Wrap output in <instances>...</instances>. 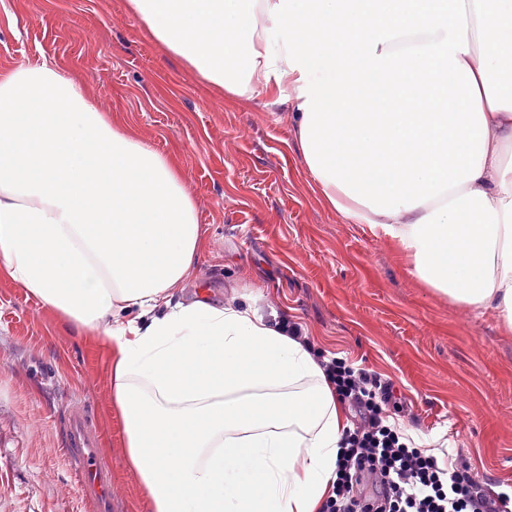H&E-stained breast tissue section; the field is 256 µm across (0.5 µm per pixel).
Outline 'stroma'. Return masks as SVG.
Segmentation results:
<instances>
[{"label": "stroma", "mask_w": 512, "mask_h": 512, "mask_svg": "<svg viewBox=\"0 0 512 512\" xmlns=\"http://www.w3.org/2000/svg\"><path fill=\"white\" fill-rule=\"evenodd\" d=\"M45 57L182 172L205 233L184 298L250 294L262 314L300 322L322 348L391 378L408 405L402 423L465 454L490 494L512 492V332L493 312L448 303L395 243L325 205L288 92L230 96L157 42L127 0H0V74ZM109 390L101 339L0 276V512H87L61 451L72 410L95 416L124 512H150Z\"/></svg>", "instance_id": "1"}]
</instances>
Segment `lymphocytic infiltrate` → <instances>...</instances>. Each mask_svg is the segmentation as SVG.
I'll return each instance as SVG.
<instances>
[{
    "label": "lymphocytic infiltrate",
    "mask_w": 512,
    "mask_h": 512,
    "mask_svg": "<svg viewBox=\"0 0 512 512\" xmlns=\"http://www.w3.org/2000/svg\"><path fill=\"white\" fill-rule=\"evenodd\" d=\"M279 324L310 352L351 412L322 512H500L466 457L444 466L430 449L404 437L393 419L405 404L390 379L328 355L287 316Z\"/></svg>",
    "instance_id": "lymphocytic-infiltrate-1"
}]
</instances>
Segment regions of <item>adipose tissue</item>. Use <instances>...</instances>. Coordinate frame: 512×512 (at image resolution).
<instances>
[{
	"label": "adipose tissue",
	"mask_w": 512,
	"mask_h": 512,
	"mask_svg": "<svg viewBox=\"0 0 512 512\" xmlns=\"http://www.w3.org/2000/svg\"><path fill=\"white\" fill-rule=\"evenodd\" d=\"M236 97L288 89L324 201L512 330V0H128ZM204 244L182 173L43 60L0 76V273L112 352L151 512H321L349 426L250 303L174 302Z\"/></svg>",
	"instance_id": "ef3b65f1"
}]
</instances>
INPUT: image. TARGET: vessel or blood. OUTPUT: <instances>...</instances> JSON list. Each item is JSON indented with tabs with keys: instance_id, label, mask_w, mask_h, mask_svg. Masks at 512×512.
Masks as SVG:
<instances>
[{
	"instance_id": "vessel-or-blood-1",
	"label": "vessel or blood",
	"mask_w": 512,
	"mask_h": 512,
	"mask_svg": "<svg viewBox=\"0 0 512 512\" xmlns=\"http://www.w3.org/2000/svg\"><path fill=\"white\" fill-rule=\"evenodd\" d=\"M64 452L93 512H118L120 504L112 498V470L99 453V435L88 415L70 417Z\"/></svg>"
}]
</instances>
